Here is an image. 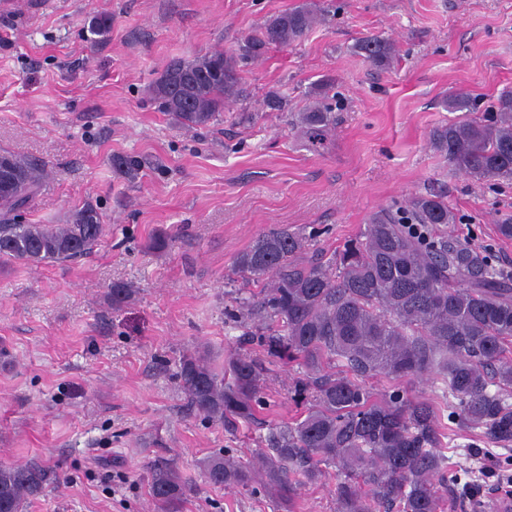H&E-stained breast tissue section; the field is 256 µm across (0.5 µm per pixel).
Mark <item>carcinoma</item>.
Wrapping results in <instances>:
<instances>
[{
	"mask_svg": "<svg viewBox=\"0 0 512 512\" xmlns=\"http://www.w3.org/2000/svg\"><path fill=\"white\" fill-rule=\"evenodd\" d=\"M328 11L298 6L269 19L245 38L237 56L222 51L172 60L151 85L160 111L188 127L218 120L243 96L237 64L270 45L288 47L326 20ZM356 49L388 65L394 47L378 35ZM299 116L311 146H322L334 123L331 88ZM465 92L449 97L454 112H473ZM430 148L455 170L477 181H512V90L505 89L481 120L435 126ZM0 173L20 181L14 196L0 195V265L73 263L94 252L106 229L86 203L65 224L21 221L45 177L36 158L0 149ZM455 222L447 197L426 192L408 206L373 213L364 231L323 259L311 252L316 232L271 228L240 253L234 271L261 288L242 304L260 317L263 357L238 354L227 367L193 355L177 378L192 408L213 421H249L268 369L264 362L295 363L306 410L271 432L256 454L258 470L217 453L201 462L206 482L247 486L256 475L281 504L336 468L337 512H443V494L457 482L448 469L445 440L460 431L482 444L512 445V276L467 240L441 234ZM429 375L443 404L406 390L373 393L365 383ZM447 415L444 427L441 415ZM39 459L0 462V512H26L50 482ZM150 495L163 512H181L191 487L173 462L150 468Z\"/></svg>",
	"mask_w": 512,
	"mask_h": 512,
	"instance_id": "carcinoma-1",
	"label": "carcinoma"
}]
</instances>
